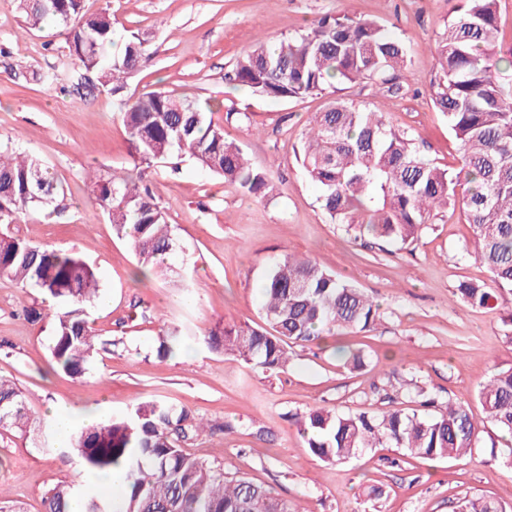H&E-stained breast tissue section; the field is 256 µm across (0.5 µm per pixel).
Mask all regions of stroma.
<instances>
[{
    "label": "stroma",
    "instance_id": "obj_1",
    "mask_svg": "<svg viewBox=\"0 0 512 512\" xmlns=\"http://www.w3.org/2000/svg\"><path fill=\"white\" fill-rule=\"evenodd\" d=\"M457 0H84L89 12L109 11L117 31L143 35L152 56L129 80L124 96L166 89L211 104L226 140L239 144L275 186L258 197L225 185L190 156L151 164L146 181L163 207L179 249L170 276L140 281L126 241L117 238L87 180L134 167L120 99L98 90L70 93L78 68L54 25L26 29L16 0H0V145L53 167L66 186L59 209L35 210L11 225L26 240L80 254L95 269L108 305L90 323L115 342L82 382L51 364L52 315L38 289L0 281V375L13 378L28 408L49 419L54 406L101 407L119 415L149 399H164L211 423L186 445L193 457L269 488L309 512H461L485 496L512 512V463L493 455L501 433L485 418L477 389L512 368V290L478 308L461 298L463 283L492 287L474 255L473 228L461 211L433 218L414 242L356 239L333 223L299 159L311 117L334 95L383 113L411 132L430 159L458 165L457 145L435 108L429 82L439 73L433 51ZM326 15L361 16L396 35L407 51L401 91L376 81L342 84L303 99L272 101L230 82L228 73L255 39L277 42ZM52 73V82L40 74ZM123 96V97H124ZM306 256L368 295L379 318L365 331L295 346L286 369L265 371L200 345L227 322L260 317L267 270L284 254ZM42 314L27 321L25 308ZM150 318H142V310ZM181 325L183 349L159 358L165 325ZM361 353L364 363L352 367ZM438 400L469 403L482 433L470 456L431 461L398 448H374L327 463L307 448L297 421L309 411L381 412L392 401L417 405L413 386ZM74 461L35 448L31 435L0 430V498L27 512H45L46 491L61 481L87 483ZM382 487L374 498L370 491Z\"/></svg>",
    "mask_w": 512,
    "mask_h": 512
}]
</instances>
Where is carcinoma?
<instances>
[{
	"label": "carcinoma",
	"instance_id": "obj_1",
	"mask_svg": "<svg viewBox=\"0 0 512 512\" xmlns=\"http://www.w3.org/2000/svg\"><path fill=\"white\" fill-rule=\"evenodd\" d=\"M459 2L435 44L441 71L429 82L432 100L459 142V171L440 168L419 151L411 134L342 97L314 114L300 160L319 189L322 210L357 238L406 244L421 235L436 210L461 207L473 227L477 257L498 288L512 289V87L493 72L495 63L512 68V48L509 58L498 56L499 0ZM19 7L31 29L47 17L57 22L68 57L81 70L73 93L101 87L121 98L134 166L187 152L231 187L254 194L274 191L267 174L224 138L211 108L173 91L123 98L128 79L150 59L138 33L126 31L122 48L112 54V16L84 12L83 0H19ZM406 66L404 44L378 22L325 16L277 44L257 39L237 60L232 79L258 97L289 100L321 93L336 81L379 80L399 91L397 80ZM6 151L0 147V224H19L31 209L64 197V186L43 161ZM93 191L115 234L135 254L138 274L167 275V257L177 240L143 173L97 177ZM0 280L36 288L61 305L53 317L52 362L71 379H82L104 349L88 321L99 292L93 267L76 253L4 232ZM459 292L479 307L497 300L494 290L478 285L463 284ZM261 314L263 324L256 327L227 322L216 328L204 339L206 347L265 371L282 370L291 345L365 330L377 320L379 306L317 263L285 254L265 278ZM185 340L178 329H167L158 357ZM476 399L491 423L512 434L511 368L495 373ZM300 426L307 447L326 462L385 446L430 460L462 457L475 448L480 433L461 403H450L436 415L320 408L305 415ZM0 429L33 432L38 448L63 455L69 450L85 471H121L122 482L103 496L73 482L54 485L45 493L46 512H69L74 498L83 501L84 512H308L184 453L183 446L205 425L189 409L164 400L143 401L91 426L78 424L62 443L53 426L31 414L17 385L0 376ZM463 512L506 509L493 498L479 497L466 500Z\"/></svg>",
	"mask_w": 512,
	"mask_h": 512
}]
</instances>
